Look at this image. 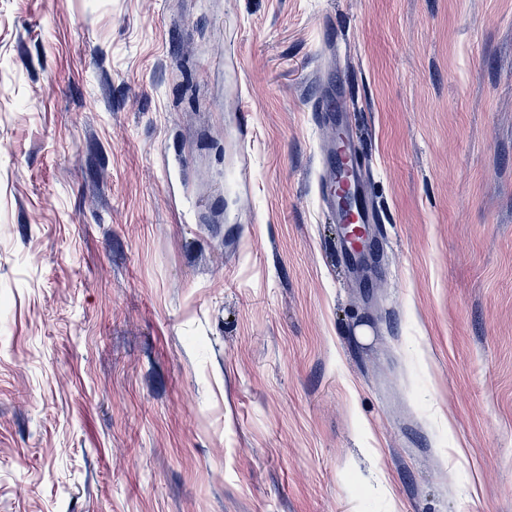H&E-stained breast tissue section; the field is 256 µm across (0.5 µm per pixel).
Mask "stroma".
Returning a JSON list of instances; mask_svg holds the SVG:
<instances>
[{"mask_svg": "<svg viewBox=\"0 0 512 512\" xmlns=\"http://www.w3.org/2000/svg\"><path fill=\"white\" fill-rule=\"evenodd\" d=\"M0 512H512V0H0ZM329 90L315 104V112L321 123L326 126H335L338 137L332 146H325L320 153V174L318 178V196L320 202L328 209L338 211L337 195L340 190L347 187L348 191H359L362 198V208L357 211L356 222L362 227V235H352L345 230L343 236V259L354 266L359 257L357 245L360 241L373 239L370 234V225L377 224V215L367 200V165L360 155L353 134L350 130L346 113L348 112L346 86L343 76L338 71L326 76ZM364 228L369 234H363ZM374 240V239H373Z\"/></svg>", "mask_w": 512, "mask_h": 512, "instance_id": "35a3bbf8", "label": "stroma"}]
</instances>
